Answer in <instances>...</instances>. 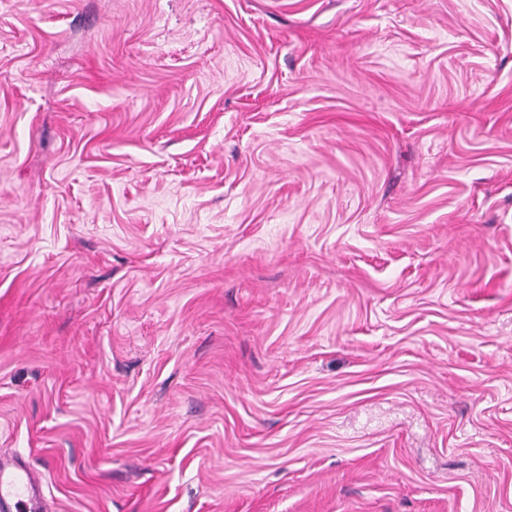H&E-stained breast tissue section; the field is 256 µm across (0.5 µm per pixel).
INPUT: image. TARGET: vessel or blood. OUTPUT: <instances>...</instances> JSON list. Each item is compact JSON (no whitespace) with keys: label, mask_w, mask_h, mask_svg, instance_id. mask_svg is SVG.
I'll return each mask as SVG.
<instances>
[{"label":"vessel or blood","mask_w":512,"mask_h":512,"mask_svg":"<svg viewBox=\"0 0 512 512\" xmlns=\"http://www.w3.org/2000/svg\"><path fill=\"white\" fill-rule=\"evenodd\" d=\"M42 476L19 458L0 459V512H47Z\"/></svg>","instance_id":"vessel-or-blood-1"}]
</instances>
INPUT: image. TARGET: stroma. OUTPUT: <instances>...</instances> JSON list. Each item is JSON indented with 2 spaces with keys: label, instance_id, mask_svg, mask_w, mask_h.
<instances>
[{
  "label": "stroma",
  "instance_id": "1",
  "mask_svg": "<svg viewBox=\"0 0 512 512\" xmlns=\"http://www.w3.org/2000/svg\"><path fill=\"white\" fill-rule=\"evenodd\" d=\"M49 512H512V0H0V455Z\"/></svg>",
  "mask_w": 512,
  "mask_h": 512
}]
</instances>
